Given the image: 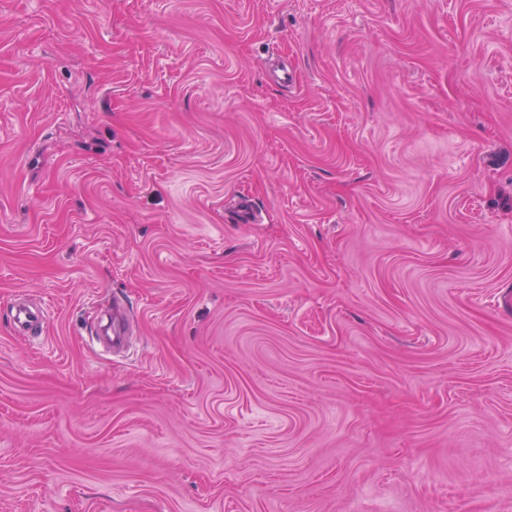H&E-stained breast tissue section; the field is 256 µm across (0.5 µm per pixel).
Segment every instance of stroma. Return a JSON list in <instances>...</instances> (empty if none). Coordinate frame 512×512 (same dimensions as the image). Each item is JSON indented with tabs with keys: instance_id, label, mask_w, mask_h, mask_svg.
Listing matches in <instances>:
<instances>
[{
	"instance_id": "35a3bbf8",
	"label": "stroma",
	"mask_w": 512,
	"mask_h": 512,
	"mask_svg": "<svg viewBox=\"0 0 512 512\" xmlns=\"http://www.w3.org/2000/svg\"><path fill=\"white\" fill-rule=\"evenodd\" d=\"M457 504L512 512V0H0V512ZM46 319L44 311L38 307L35 309L20 308L17 314L13 317L14 330L19 335H35L40 332L43 327V322Z\"/></svg>"
}]
</instances>
